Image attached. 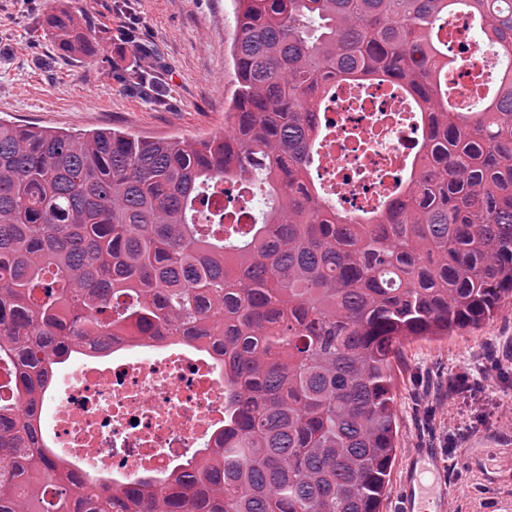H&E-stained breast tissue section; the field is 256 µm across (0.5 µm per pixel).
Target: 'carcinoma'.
<instances>
[{
	"label": "carcinoma",
	"instance_id": "carcinoma-1",
	"mask_svg": "<svg viewBox=\"0 0 512 512\" xmlns=\"http://www.w3.org/2000/svg\"><path fill=\"white\" fill-rule=\"evenodd\" d=\"M237 88L222 135L186 140L0 120V512H380L395 460L392 361L490 319L512 295V68L457 111L442 23L454 6L498 62L512 0H234ZM56 46L88 27L45 16ZM412 98L423 137L375 211L312 168L336 83ZM249 176V224L209 209ZM212 346L224 432L159 492L81 487L43 435L57 371L127 337Z\"/></svg>",
	"mask_w": 512,
	"mask_h": 512
}]
</instances>
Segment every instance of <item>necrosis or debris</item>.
I'll return each mask as SVG.
<instances>
[{"mask_svg":"<svg viewBox=\"0 0 512 512\" xmlns=\"http://www.w3.org/2000/svg\"><path fill=\"white\" fill-rule=\"evenodd\" d=\"M456 63V97L480 89L488 57L466 19L447 27ZM321 142V182L347 210L371 208L395 191L419 145V126L407 118L391 85L340 84ZM224 427V384L207 356L163 354L132 358L96 355L74 368L53 398L49 428L79 457L86 472L136 481L167 471Z\"/></svg>","mask_w":512,"mask_h":512,"instance_id":"1","label":"necrosis or debris"}]
</instances>
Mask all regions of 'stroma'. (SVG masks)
Returning a JSON list of instances; mask_svg holds the SVG:
<instances>
[{"mask_svg":"<svg viewBox=\"0 0 512 512\" xmlns=\"http://www.w3.org/2000/svg\"><path fill=\"white\" fill-rule=\"evenodd\" d=\"M76 11L95 55L64 54L44 16ZM233 0H0V119L49 130L120 129L195 139L222 134L233 97ZM159 79L128 84L136 46ZM500 362L479 405L452 398L456 376ZM396 457L381 512H405V473L439 451L444 512H512V298L479 326L402 346L394 363Z\"/></svg>","mask_w":512,"mask_h":512,"instance_id":"1","label":"stroma"}]
</instances>
